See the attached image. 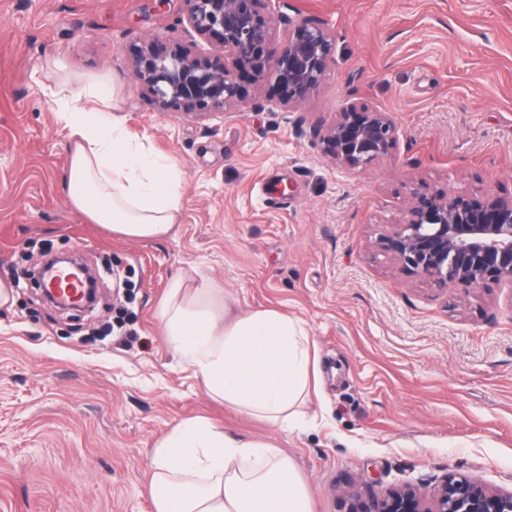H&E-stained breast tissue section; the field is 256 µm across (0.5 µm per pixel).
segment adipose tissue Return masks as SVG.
Here are the masks:
<instances>
[{
    "label": "adipose tissue",
    "instance_id": "1",
    "mask_svg": "<svg viewBox=\"0 0 512 512\" xmlns=\"http://www.w3.org/2000/svg\"><path fill=\"white\" fill-rule=\"evenodd\" d=\"M56 119L69 132L66 192L91 223L117 236L153 241L172 231L183 207L181 171L128 137L102 79L75 107L59 84ZM171 350L206 393L225 406L290 427L317 376L303 328L274 309L231 312L221 292L174 279L160 309ZM154 512H312L293 462L270 442L226 432L199 417L172 428L152 455Z\"/></svg>",
    "mask_w": 512,
    "mask_h": 512
}]
</instances>
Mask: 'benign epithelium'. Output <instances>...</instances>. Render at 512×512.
<instances>
[{
  "label": "benign epithelium",
  "instance_id": "1",
  "mask_svg": "<svg viewBox=\"0 0 512 512\" xmlns=\"http://www.w3.org/2000/svg\"><path fill=\"white\" fill-rule=\"evenodd\" d=\"M192 30L218 51L197 54L168 36L142 41L130 52L135 75L164 112L203 119L247 98L244 79L260 82L270 74L279 103L294 111L324 79L335 62V36L316 19H286L288 41L279 54L266 55L271 19L265 0H186ZM321 154L349 173L367 170L393 154L397 127L387 112L351 103L310 128ZM373 247L401 269L440 290L450 286L512 287V197L488 204L445 193L417 192L405 220L380 234ZM66 265L72 275L98 287L88 267L71 255H56L44 267ZM46 302L62 308L88 307L85 289L66 301L43 289ZM353 512H512V492L444 476L426 495L407 485L361 502Z\"/></svg>",
  "mask_w": 512,
  "mask_h": 512
}]
</instances>
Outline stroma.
Here are the masks:
<instances>
[{"mask_svg": "<svg viewBox=\"0 0 512 512\" xmlns=\"http://www.w3.org/2000/svg\"><path fill=\"white\" fill-rule=\"evenodd\" d=\"M274 55L288 19L327 23L335 62L290 112L274 80L204 120L159 111L127 48L207 50L183 0H0V512H153L156 442L206 417L290 457L312 512L446 472L512 491V288L444 291L371 242L415 191L512 195V0H266ZM114 87L124 128L183 172L161 241L117 237L66 196L69 139L51 91ZM353 102L391 113L393 156L359 174L309 124ZM304 118L305 129L295 125ZM111 261L93 310L42 303L24 271L48 252ZM275 309L317 349L321 385L296 425L225 409L174 356L158 316L176 277ZM133 288H126V281Z\"/></svg>", "mask_w": 512, "mask_h": 512, "instance_id": "obj_1", "label": "stroma"}]
</instances>
